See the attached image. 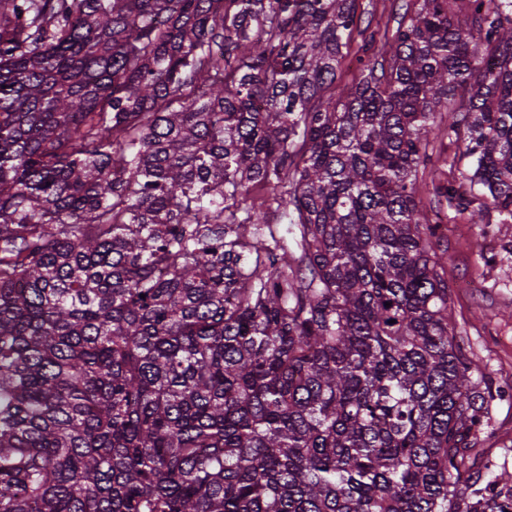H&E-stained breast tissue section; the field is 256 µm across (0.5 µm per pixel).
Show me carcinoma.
I'll list each match as a JSON object with an SVG mask.
<instances>
[{
	"label": "carcinoma",
	"instance_id": "1",
	"mask_svg": "<svg viewBox=\"0 0 512 512\" xmlns=\"http://www.w3.org/2000/svg\"><path fill=\"white\" fill-rule=\"evenodd\" d=\"M356 28V0H0V512H460L493 394L416 183L512 223V0H416L338 90ZM493 486L469 512H512ZM431 143L428 146V153L435 155L445 151L448 156V166L444 169V178L454 184L466 183V177L471 171V159L464 156V144L457 141L455 136H448L447 122L434 130L431 135Z\"/></svg>",
	"mask_w": 512,
	"mask_h": 512
}]
</instances>
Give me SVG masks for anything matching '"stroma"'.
Returning a JSON list of instances; mask_svg holds the SVG:
<instances>
[{"label": "stroma", "instance_id": "35a3bbf8", "mask_svg": "<svg viewBox=\"0 0 512 512\" xmlns=\"http://www.w3.org/2000/svg\"><path fill=\"white\" fill-rule=\"evenodd\" d=\"M428 151L446 153L449 182H465L471 161L447 126L435 129ZM443 216L442 244L454 259L447 272L454 334L502 394L463 474L476 490L512 474V224H473L449 207Z\"/></svg>", "mask_w": 512, "mask_h": 512}]
</instances>
